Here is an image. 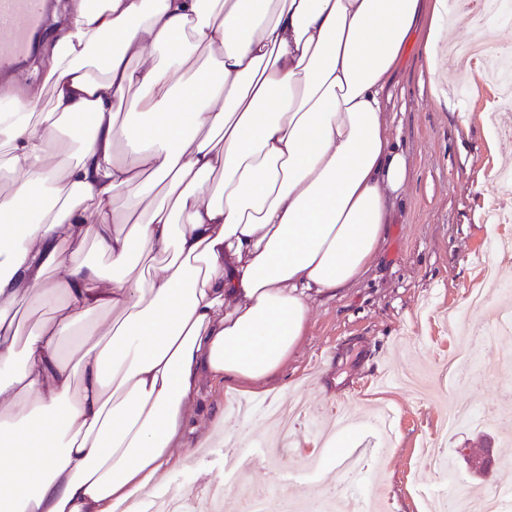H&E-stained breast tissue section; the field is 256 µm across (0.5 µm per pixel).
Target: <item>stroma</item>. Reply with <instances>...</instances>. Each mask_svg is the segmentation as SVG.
Instances as JSON below:
<instances>
[{
	"label": "stroma",
	"mask_w": 512,
	"mask_h": 512,
	"mask_svg": "<svg viewBox=\"0 0 512 512\" xmlns=\"http://www.w3.org/2000/svg\"><path fill=\"white\" fill-rule=\"evenodd\" d=\"M442 89L451 106L431 93L423 57L411 50L392 78L389 119L410 165L393 204L392 222L376 259L349 288L311 302L310 318L282 370L237 392L206 382L175 454L166 488L245 484L268 492L269 474L288 479L284 501H303L311 487L375 500L379 512H421L425 496L444 493L426 457L430 446L453 458L458 482L512 494V341L494 335L499 317L512 315V257L499 245L512 239V194L495 174L512 157V101L496 106V86L449 77ZM504 224L485 220L489 208ZM305 402L276 460L263 447L273 403ZM493 408L480 429L451 421L450 401ZM370 416L388 410L389 425L363 434L372 453L340 470L344 448L313 449L333 408ZM251 423L254 436L239 444L243 473L226 471L213 422ZM460 448L492 449L496 467L485 477L457 458Z\"/></svg>",
	"instance_id": "stroma-1"
}]
</instances>
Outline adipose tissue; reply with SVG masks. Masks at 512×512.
I'll return each mask as SVG.
<instances>
[{"label":"adipose tissue","mask_w":512,"mask_h":512,"mask_svg":"<svg viewBox=\"0 0 512 512\" xmlns=\"http://www.w3.org/2000/svg\"><path fill=\"white\" fill-rule=\"evenodd\" d=\"M445 10L68 0L42 82L0 114V512H136L204 381L282 368L311 301L380 250L409 174L386 120L391 75L417 42L438 88ZM203 50L215 67L198 66ZM22 300L58 305L24 342Z\"/></svg>","instance_id":"adipose-tissue-1"}]
</instances>
